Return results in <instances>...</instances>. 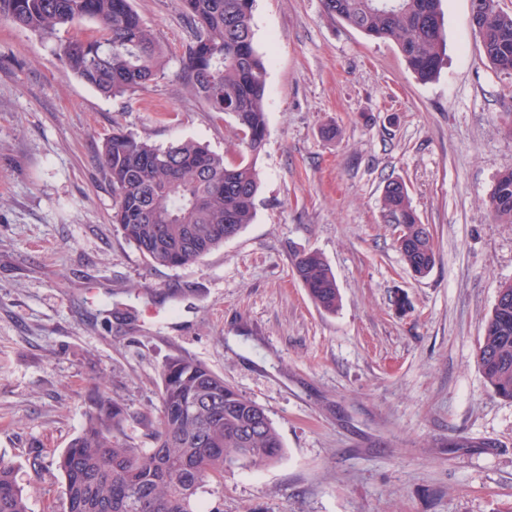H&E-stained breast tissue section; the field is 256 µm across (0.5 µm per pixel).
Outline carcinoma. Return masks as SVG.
<instances>
[{"label": "carcinoma", "mask_w": 512, "mask_h": 512, "mask_svg": "<svg viewBox=\"0 0 512 512\" xmlns=\"http://www.w3.org/2000/svg\"><path fill=\"white\" fill-rule=\"evenodd\" d=\"M193 34L182 78L209 111L235 119L242 150L227 160L186 140L159 147L121 128L104 142L100 162L115 196L112 223L150 263L194 265L237 235L255 214V158L266 136L267 62L257 51L253 0H177ZM327 14L375 39L398 43L422 81L440 71L446 47L441 0H324ZM0 19L45 39L91 22L96 34L58 44L68 72L108 97L133 92L165 75L167 52L132 0H0ZM470 25L485 56L512 74V14L497 0H472ZM383 216L402 225L398 247L417 276L436 261L432 234L412 208L407 187L389 181ZM497 221L512 223V169L490 197ZM293 266L318 308L336 312L340 293L317 252H296ZM494 396L512 401V304L494 305L478 348ZM126 408L94 393L81 432L58 457L67 512H195L200 489L233 466L276 460L283 444L266 410L224 378L186 357L161 369V414L148 447L125 434ZM0 512H29L13 467L0 462Z\"/></svg>", "instance_id": "carcinoma-1"}]
</instances>
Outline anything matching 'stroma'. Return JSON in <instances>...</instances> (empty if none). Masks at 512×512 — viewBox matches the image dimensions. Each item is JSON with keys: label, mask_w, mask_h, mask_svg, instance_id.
Here are the masks:
<instances>
[{"label": "stroma", "mask_w": 512, "mask_h": 512, "mask_svg": "<svg viewBox=\"0 0 512 512\" xmlns=\"http://www.w3.org/2000/svg\"><path fill=\"white\" fill-rule=\"evenodd\" d=\"M134 6L167 72L117 98L68 73L57 43L71 30L53 42L0 20V460L29 512H66L55 459L92 387L124 404L146 447L177 355L263 406L283 443L276 462L207 484L196 512H512V403L477 362L512 282V224L490 209L512 168V76L487 60L471 0H442L448 57L427 82L322 0H255L268 60L255 217L186 267L147 264L124 239L98 155L118 126L233 154L236 125L180 78L191 31L176 0ZM392 179L430 228L427 276L382 220ZM297 251L331 267L336 312L309 297Z\"/></svg>", "instance_id": "35a3bbf8"}]
</instances>
